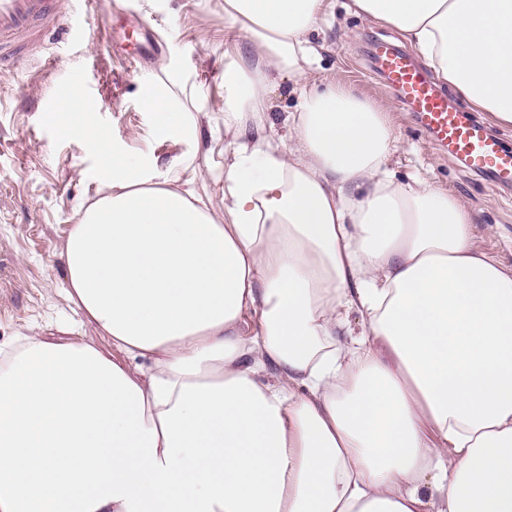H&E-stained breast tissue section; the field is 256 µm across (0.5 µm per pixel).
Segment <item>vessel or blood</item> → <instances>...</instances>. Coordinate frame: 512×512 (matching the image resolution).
<instances>
[{
	"mask_svg": "<svg viewBox=\"0 0 512 512\" xmlns=\"http://www.w3.org/2000/svg\"><path fill=\"white\" fill-rule=\"evenodd\" d=\"M60 0H0V69L17 67L42 49L45 22ZM375 70L395 91L421 129L475 173L492 174L498 185L512 187V152L480 124L466 120L447 96L422 75L414 60L391 43L371 48Z\"/></svg>",
	"mask_w": 512,
	"mask_h": 512,
	"instance_id": "vessel-or-blood-1",
	"label": "vessel or blood"
}]
</instances>
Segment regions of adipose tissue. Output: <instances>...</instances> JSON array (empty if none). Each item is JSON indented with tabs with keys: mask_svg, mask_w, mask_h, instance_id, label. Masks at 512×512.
Returning <instances> with one entry per match:
<instances>
[{
	"mask_svg": "<svg viewBox=\"0 0 512 512\" xmlns=\"http://www.w3.org/2000/svg\"><path fill=\"white\" fill-rule=\"evenodd\" d=\"M332 8L224 0L220 219L60 89L46 120L101 157L104 190L66 294L112 348L0 347V512H512V270L460 199L396 177L385 107L320 65ZM345 8L512 127V0ZM177 87L140 89L157 138L199 135ZM289 90L290 82L285 80L271 94L273 109L270 113V121L274 124L273 128L276 136L286 134L284 119L288 114L287 112H292L297 104L296 95L288 93Z\"/></svg>",
	"mask_w": 512,
	"mask_h": 512,
	"instance_id": "obj_1",
	"label": "adipose tissue"
}]
</instances>
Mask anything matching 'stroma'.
Here are the masks:
<instances>
[{
    "label": "stroma",
    "instance_id": "35a3bbf8",
    "mask_svg": "<svg viewBox=\"0 0 512 512\" xmlns=\"http://www.w3.org/2000/svg\"><path fill=\"white\" fill-rule=\"evenodd\" d=\"M346 0L319 39L321 65L337 70L356 94L384 104L397 136L391 166L398 177L439 183L464 201L476 224L477 246L512 268V188L476 174L438 146L372 71L370 47L404 41L392 28L348 15ZM85 41L72 42L66 26L55 37L66 54L25 68L0 71V345L15 337L80 336L102 349L106 339L85 323L66 296L63 251L72 224L97 198L91 174L98 164L83 141L64 136L45 121L58 91L73 86L97 106L96 123L133 154L159 166L178 160L199 169L196 192L216 216L224 214V0H112L100 17L83 0ZM176 78L190 111L207 115L198 138L159 141L139 85Z\"/></svg>",
    "mask_w": 512,
    "mask_h": 512
}]
</instances>
